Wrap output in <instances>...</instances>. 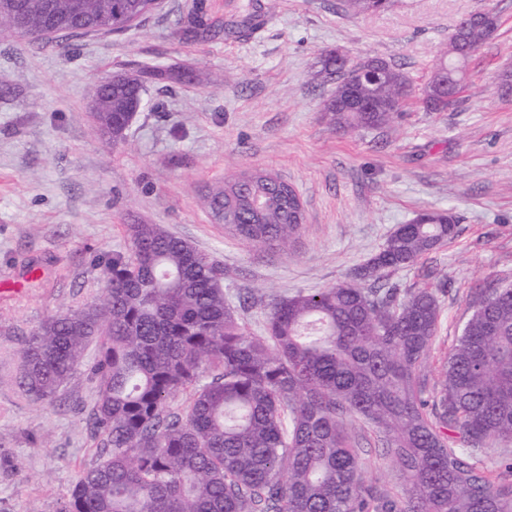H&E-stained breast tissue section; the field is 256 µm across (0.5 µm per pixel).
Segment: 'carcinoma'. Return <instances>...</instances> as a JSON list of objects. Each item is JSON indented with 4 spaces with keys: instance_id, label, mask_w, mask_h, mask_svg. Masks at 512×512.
I'll return each mask as SVG.
<instances>
[{
    "instance_id": "obj_1",
    "label": "carcinoma",
    "mask_w": 512,
    "mask_h": 512,
    "mask_svg": "<svg viewBox=\"0 0 512 512\" xmlns=\"http://www.w3.org/2000/svg\"><path fill=\"white\" fill-rule=\"evenodd\" d=\"M142 22L148 0H0L17 5L14 33L69 39L105 26L107 3ZM355 14L389 0H343ZM497 29L479 12L450 47L478 51ZM376 81L342 80L336 56L320 73L336 78L326 103L342 131L377 130L403 111L410 93L400 67L380 60ZM151 80L188 79L179 68ZM463 62L442 61L421 89L428 112L459 104ZM141 77L100 82L98 134L125 140ZM373 106L362 112L347 93ZM291 185L264 171L207 196L214 215L228 196L241 203L224 229L253 244L286 249L303 223L288 211ZM265 201L261 213L249 199ZM453 219L425 210L399 225L379 250L331 288L275 296L264 333H250L224 294L226 274L209 255L161 224H129L128 249L104 263L105 298L51 315L33 329L20 385L29 400L53 402L96 346L89 413L101 458L82 470L58 512H512V482L497 481L478 452L512 438V285L487 288L457 337L435 395L418 373L436 340L440 306L428 288H397L390 272L413 267L452 238ZM180 392L181 409L170 408ZM394 459L403 491L392 497L362 478L365 436Z\"/></svg>"
}]
</instances>
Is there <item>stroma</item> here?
<instances>
[{"label": "stroma", "mask_w": 512, "mask_h": 512, "mask_svg": "<svg viewBox=\"0 0 512 512\" xmlns=\"http://www.w3.org/2000/svg\"><path fill=\"white\" fill-rule=\"evenodd\" d=\"M201 7L218 35L186 34ZM493 10L494 35L466 64L460 103L428 112L418 97L383 129L336 131L324 110L336 85L319 60L379 57L423 86L459 20ZM259 14L247 36L224 25ZM186 83L147 84L126 140L97 134L88 105L99 80L174 61ZM512 0H391L354 15L339 0H162L121 34L34 43L0 34V512H57L101 444L89 426L96 349L55 402L32 403L22 350L47 316L98 302L102 262L128 245L131 223L160 224L228 270L231 303L264 330V300L314 293L348 278L418 212L454 217L447 244L389 283L433 289L438 338L421 372L427 390L487 282L512 283ZM262 168L297 190L300 236L288 251L227 234L203 197Z\"/></svg>", "instance_id": "stroma-1"}]
</instances>
